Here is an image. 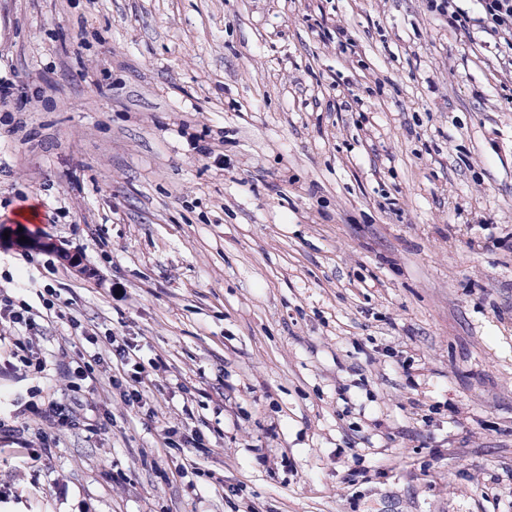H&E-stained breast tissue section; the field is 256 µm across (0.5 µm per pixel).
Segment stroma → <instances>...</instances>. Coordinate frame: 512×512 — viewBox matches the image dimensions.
<instances>
[{
	"label": "stroma",
	"mask_w": 512,
	"mask_h": 512,
	"mask_svg": "<svg viewBox=\"0 0 512 512\" xmlns=\"http://www.w3.org/2000/svg\"><path fill=\"white\" fill-rule=\"evenodd\" d=\"M450 3L0 0L56 318L0 323V512H512V49Z\"/></svg>",
	"instance_id": "obj_1"
}]
</instances>
